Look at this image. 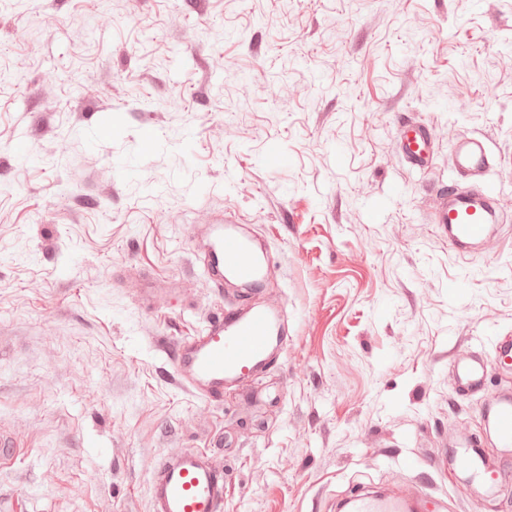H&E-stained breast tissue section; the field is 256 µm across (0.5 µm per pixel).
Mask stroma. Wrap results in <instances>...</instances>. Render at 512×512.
Wrapping results in <instances>:
<instances>
[{
	"label": "stroma",
	"mask_w": 512,
	"mask_h": 512,
	"mask_svg": "<svg viewBox=\"0 0 512 512\" xmlns=\"http://www.w3.org/2000/svg\"><path fill=\"white\" fill-rule=\"evenodd\" d=\"M408 125L434 131L428 171ZM471 135L499 220L462 258L429 216L471 188L451 156ZM221 218L264 244L262 292L200 270ZM228 296L285 347L209 402L161 345ZM504 336L512 0H0V512H151L158 459L187 448L222 464L223 512H336L467 439L499 463L482 408L512 366L461 397L448 357ZM432 484L447 512H512V481ZM412 136H400V148L406 160L413 166L428 164L433 140L432 131L427 127H408Z\"/></svg>",
	"instance_id": "1"
}]
</instances>
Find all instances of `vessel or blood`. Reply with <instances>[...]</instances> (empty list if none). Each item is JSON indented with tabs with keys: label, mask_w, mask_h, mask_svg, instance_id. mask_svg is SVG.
Instances as JSON below:
<instances>
[{
	"label": "vessel or blood",
	"mask_w": 512,
	"mask_h": 512,
	"mask_svg": "<svg viewBox=\"0 0 512 512\" xmlns=\"http://www.w3.org/2000/svg\"><path fill=\"white\" fill-rule=\"evenodd\" d=\"M433 134L429 128H413L401 136L400 148L406 160L415 166L428 164ZM454 168L467 178L486 173L492 156L483 138L472 137L452 146ZM438 203L432 221L448 235L457 252L478 243L491 229L487 222L489 206H475L447 187L437 192ZM207 259L203 271L214 288L224 286L225 278L250 280L261 273L249 238L216 227L208 234ZM274 316L262 308L229 303L223 313L211 318L196 335L168 349L177 382L206 400L223 396L224 386L241 382L265 371L269 351L280 343ZM512 358V338L499 340L493 358L474 353H454L450 359L457 392L471 396L482 391L490 361L506 363ZM491 427L495 445L504 454L512 453V394L501 393L494 405L483 413ZM456 465L469 477L488 488L506 481L504 472L488 464L482 452L470 448L457 456ZM224 471L211 457L185 449L160 458L151 476L152 512H222L224 507ZM347 512H443L444 500L423 481L415 498L408 499L383 491H355L346 500Z\"/></svg>",
	"instance_id": "1"
}]
</instances>
